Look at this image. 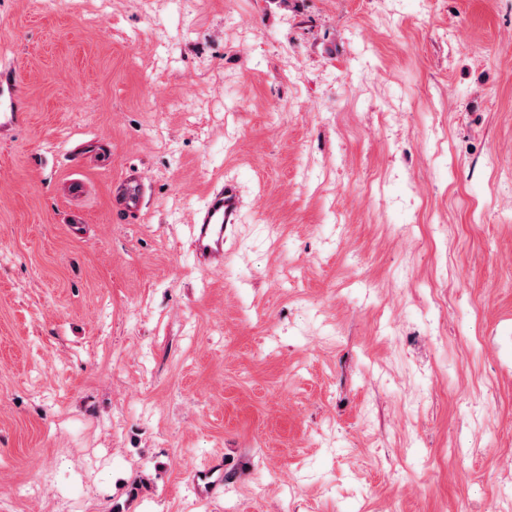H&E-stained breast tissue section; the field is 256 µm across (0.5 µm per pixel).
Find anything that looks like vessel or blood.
<instances>
[{"label":"vessel or blood","instance_id":"1","mask_svg":"<svg viewBox=\"0 0 512 512\" xmlns=\"http://www.w3.org/2000/svg\"><path fill=\"white\" fill-rule=\"evenodd\" d=\"M24 89L8 70L0 71V129L9 130L23 120L20 102ZM238 217V202L231 189L220 188L200 209L193 224L194 255L203 265L220 266L224 257V232Z\"/></svg>","mask_w":512,"mask_h":512}]
</instances>
